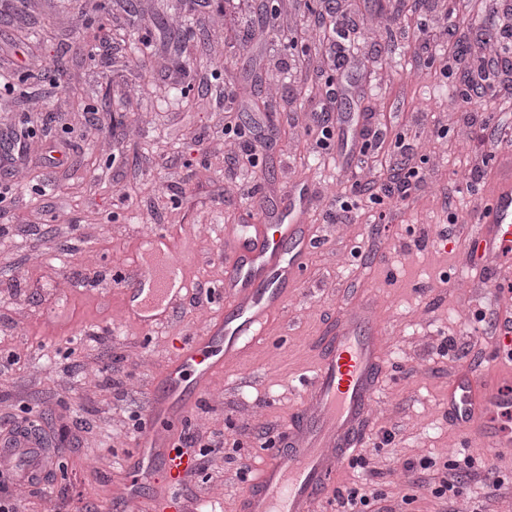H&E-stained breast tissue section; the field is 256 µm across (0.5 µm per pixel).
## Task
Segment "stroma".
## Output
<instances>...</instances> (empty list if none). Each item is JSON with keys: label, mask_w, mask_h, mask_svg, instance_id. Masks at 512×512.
Segmentation results:
<instances>
[{"label": "stroma", "mask_w": 512, "mask_h": 512, "mask_svg": "<svg viewBox=\"0 0 512 512\" xmlns=\"http://www.w3.org/2000/svg\"><path fill=\"white\" fill-rule=\"evenodd\" d=\"M0 0V81L25 66L28 80L0 88V425L27 402L39 413L62 471L34 486L37 512L67 491L75 512H122L114 491L123 457L137 449L128 418L149 405L153 382L174 356L173 339L224 315L199 289L224 280L231 236L257 207L309 188L306 222L315 246L286 309L213 379L191 406L188 431L224 434L220 479L201 501L236 512L267 457L259 436L290 423L335 317L374 302L385 373L359 452L344 462L317 512H336L363 481L399 504L405 465L457 453L512 477V449L465 435L449 418L448 388L464 368L493 380L495 345L479 310L496 300L476 280L467 236L490 197L496 149L486 117L512 123V97L486 94L455 108L463 72L512 50V0ZM180 31L170 41L166 29ZM441 44L429 60L427 44ZM65 56L67 70L54 77ZM236 102L224 108L225 92ZM339 109L328 149L313 155L314 114ZM252 127L258 161L225 140L224 124ZM380 145L359 164L362 142ZM404 134L422 176L410 198L357 199L335 222L356 179L384 181ZM48 186L47 195L36 186ZM391 221L374 223L377 210ZM164 226L182 261L184 302L151 333L124 311L117 269L151 260L145 236ZM112 378L91 384L101 363ZM395 439L383 445L382 434ZM245 477H238L239 468Z\"/></svg>", "instance_id": "obj_1"}]
</instances>
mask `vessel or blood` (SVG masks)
Here are the masks:
<instances>
[{
    "instance_id": "1",
    "label": "vessel or blood",
    "mask_w": 512,
    "mask_h": 512,
    "mask_svg": "<svg viewBox=\"0 0 512 512\" xmlns=\"http://www.w3.org/2000/svg\"><path fill=\"white\" fill-rule=\"evenodd\" d=\"M498 186L476 218L472 244L479 270L493 273L499 303H512V152L497 160ZM308 190L292 189L280 219L265 225L261 239L243 238L228 266L220 294L229 304L223 318L184 341L161 373L155 396L139 433V451L124 465L131 477L125 497L140 494L141 475L159 470L161 493L155 512H190L178 488L195 468L194 456L176 442L188 399L198 397L243 343L260 335L267 318L284 307L289 288L298 282L313 241L304 223ZM179 258L170 252L143 273L124 276L130 298L127 313L144 331L161 324L181 298L176 286ZM382 329L370 303L340 313L311 376L303 381V402L276 443L257 479L241 495L237 512H315L338 462L355 456L366 433L369 411L384 367ZM448 412L465 433L512 446V380L478 389L472 369L461 371L448 391ZM1 457L17 467L0 476L26 482L48 459H27L20 445L0 446Z\"/></svg>"
}]
</instances>
